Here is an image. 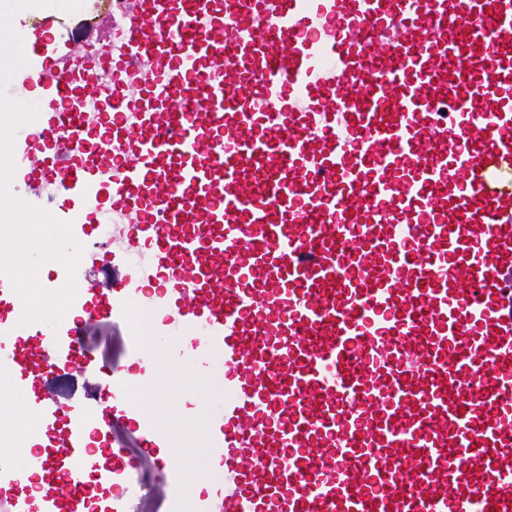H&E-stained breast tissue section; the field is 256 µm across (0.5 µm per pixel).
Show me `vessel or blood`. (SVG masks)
<instances>
[{"mask_svg": "<svg viewBox=\"0 0 512 512\" xmlns=\"http://www.w3.org/2000/svg\"><path fill=\"white\" fill-rule=\"evenodd\" d=\"M90 4L95 50L54 11L12 20L6 93L38 115L11 190L112 273L54 327L19 325L0 274V367L89 369L86 330L137 309L224 378L198 512H512V0ZM108 385V408L39 397L44 483L1 458L0 512H83L88 432L120 422L180 502L154 414ZM134 466L116 447L99 476Z\"/></svg>", "mask_w": 512, "mask_h": 512, "instance_id": "vessel-or-blood-1", "label": "vessel or blood"}]
</instances>
